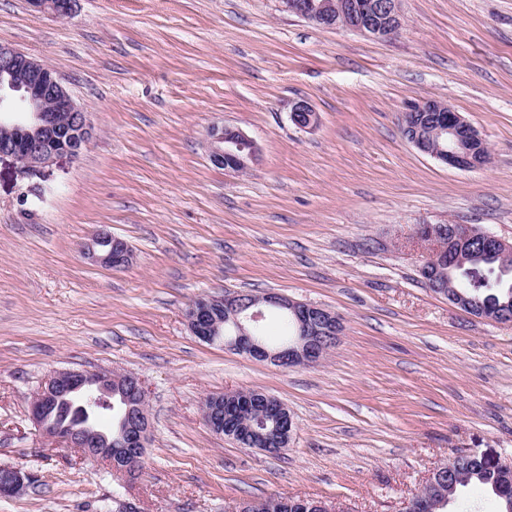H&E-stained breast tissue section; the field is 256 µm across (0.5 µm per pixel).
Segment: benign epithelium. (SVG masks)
Segmentation results:
<instances>
[{
	"instance_id": "obj_1",
	"label": "benign epithelium",
	"mask_w": 512,
	"mask_h": 512,
	"mask_svg": "<svg viewBox=\"0 0 512 512\" xmlns=\"http://www.w3.org/2000/svg\"><path fill=\"white\" fill-rule=\"evenodd\" d=\"M74 0H27L36 15L63 19L70 15ZM288 12L313 24L342 28L377 39H387L402 28L398 4L400 0H281ZM292 122L300 129L316 127L318 113L309 102L295 103ZM407 140L420 152L460 170L487 165L489 148L477 129L451 106L438 100L411 103L401 115ZM210 159L219 167L235 171L248 169L258 148L242 131L230 127H212L209 132ZM91 127L73 100L57 72L47 63L16 48L0 43V157L10 156L26 169L42 168L62 156L76 158L87 146ZM422 238L435 247L428 254L427 266L453 265L473 240L500 255L512 252V244L487 231H478L467 224H452L448 241L440 237L439 225L420 227ZM85 254L105 267H118L131 258L128 245L112 236L105 228L96 231L87 244ZM224 304V313L232 318L235 334L224 340V348L253 359L288 367L316 363L339 335L341 323L328 309L294 301L279 293L263 296L243 294L222 298H200L186 311L191 332L204 342L213 339L218 322L213 315L217 304ZM273 307L294 316L297 323L295 339L279 348H271L256 336L254 324L265 309ZM124 396L123 437L129 452L125 465L112 457V435L96 428L101 403L112 405V394ZM69 397L88 418L81 428L59 423L48 417L59 402ZM235 407L243 416L237 430V441L258 438L263 451L277 454L288 447L295 422L288 407L278 399L256 390L235 391L224 397L211 396L204 405L207 424L218 434L225 430V421L218 413L221 401ZM147 389L135 374L111 371L83 372L57 370L45 378L29 403V415L42 434L55 444L77 450L102 463L112 472L128 475L135 471L145 452L149 434L146 418ZM27 485L26 474L16 468L0 470V496L16 495Z\"/></svg>"
}]
</instances>
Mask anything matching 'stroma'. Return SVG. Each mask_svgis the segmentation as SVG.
<instances>
[{"mask_svg":"<svg viewBox=\"0 0 512 512\" xmlns=\"http://www.w3.org/2000/svg\"><path fill=\"white\" fill-rule=\"evenodd\" d=\"M383 40L326 29L280 0H76L62 20L0 0V43L52 65L93 137L22 172L0 158V466L34 485L0 512H235L316 499L401 512L460 453L512 459V321L432 292L422 224L512 243V0H402ZM307 100L310 130L290 113ZM448 103L489 163L461 171L404 137L409 102ZM241 130L247 171L215 166L207 133ZM131 250L83 252L99 226ZM334 311L317 364L281 368L194 336L185 311L228 293ZM131 372L151 432L136 479L52 449L28 415L45 375ZM260 389L295 422L278 456L216 435L207 396ZM291 120L298 128L308 130L316 127L319 116L309 102L299 100L293 107Z\"/></svg>","mask_w":512,"mask_h":512,"instance_id":"35a3bbf8","label":"stroma"}]
</instances>
